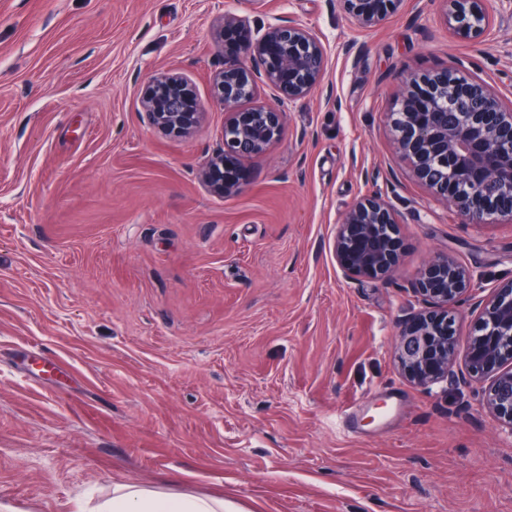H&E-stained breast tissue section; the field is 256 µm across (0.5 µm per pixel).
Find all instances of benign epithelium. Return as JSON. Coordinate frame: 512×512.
Here are the masks:
<instances>
[{"label": "benign epithelium", "mask_w": 512, "mask_h": 512, "mask_svg": "<svg viewBox=\"0 0 512 512\" xmlns=\"http://www.w3.org/2000/svg\"><path fill=\"white\" fill-rule=\"evenodd\" d=\"M363 32L398 12L405 0H338ZM488 0H430L448 33L474 45L490 41L495 17ZM328 68L319 36L302 23L270 24L255 46L224 63L213 76L215 100L224 107V154L213 158L208 174L224 157L259 156L282 136L281 107L320 89ZM262 85L275 89L279 107L258 104ZM145 103L150 125L165 134L189 135L203 119L186 111L188 89L182 77L160 73ZM396 153L415 179L465 224L512 218V100L507 102L484 78L467 72L459 60L448 68L402 80L388 113ZM336 259L351 278H385L400 262V221L379 194L362 197L336 225ZM474 289V274L449 255L436 256L418 274L413 291L429 310L407 321L397 361L406 380L428 386L453 374L457 361L453 327L455 306ZM477 334L465 359L469 379L490 381L486 409L512 434V280L487 301L475 323Z\"/></svg>", "instance_id": "1"}]
</instances>
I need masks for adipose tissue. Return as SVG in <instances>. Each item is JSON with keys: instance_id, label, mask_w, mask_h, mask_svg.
I'll list each match as a JSON object with an SVG mask.
<instances>
[{"instance_id": "ef3b65f1", "label": "adipose tissue", "mask_w": 512, "mask_h": 512, "mask_svg": "<svg viewBox=\"0 0 512 512\" xmlns=\"http://www.w3.org/2000/svg\"><path fill=\"white\" fill-rule=\"evenodd\" d=\"M96 512H227L224 500L208 495H185L116 482L112 492L97 506Z\"/></svg>"}]
</instances>
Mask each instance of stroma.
Returning <instances> with one entry per match:
<instances>
[{
    "instance_id": "stroma-1",
    "label": "stroma",
    "mask_w": 512,
    "mask_h": 512,
    "mask_svg": "<svg viewBox=\"0 0 512 512\" xmlns=\"http://www.w3.org/2000/svg\"><path fill=\"white\" fill-rule=\"evenodd\" d=\"M227 12L314 28L328 74L218 195L202 172L222 148L211 77ZM457 58L512 99V15L474 47L429 0L367 33L338 0H0V512H92L116 482L220 496L228 512H512V433L484 384L458 366L414 387L396 361L432 256L478 276L455 320L462 353L482 300L512 280V219L460 223L386 123L399 72ZM166 71L205 114L190 137L148 124ZM369 194L401 220L384 280L336 261V226ZM38 355L58 373H30Z\"/></svg>"
}]
</instances>
